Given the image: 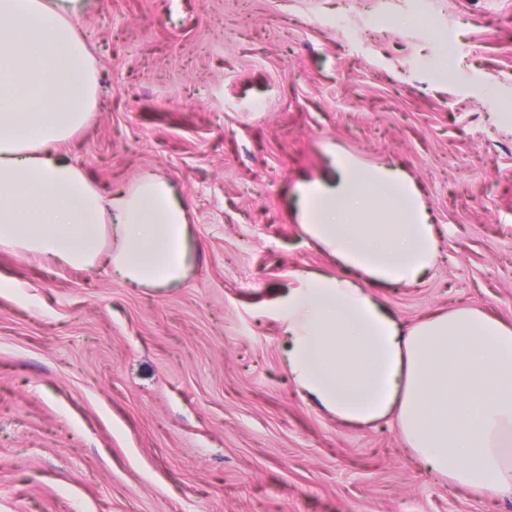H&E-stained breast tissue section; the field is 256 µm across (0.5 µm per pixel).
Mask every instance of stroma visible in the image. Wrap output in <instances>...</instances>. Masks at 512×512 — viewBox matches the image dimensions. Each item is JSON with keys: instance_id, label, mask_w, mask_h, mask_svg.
<instances>
[{"instance_id": "35a3bbf8", "label": "stroma", "mask_w": 512, "mask_h": 512, "mask_svg": "<svg viewBox=\"0 0 512 512\" xmlns=\"http://www.w3.org/2000/svg\"><path fill=\"white\" fill-rule=\"evenodd\" d=\"M77 25L97 119L63 153L105 195L169 180L194 258L143 288L0 250V512H512L305 400L275 312L338 270L295 194L333 144L437 228L433 269L376 290L400 324L512 322V0H82Z\"/></svg>"}]
</instances>
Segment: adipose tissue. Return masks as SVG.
Here are the masks:
<instances>
[{
	"label": "adipose tissue",
	"instance_id": "1",
	"mask_svg": "<svg viewBox=\"0 0 512 512\" xmlns=\"http://www.w3.org/2000/svg\"><path fill=\"white\" fill-rule=\"evenodd\" d=\"M80 0H0V249L73 268L107 262L146 288L191 265L187 207L148 173L101 194L61 148L95 117L97 73ZM331 182L298 185L306 236L339 274L298 275L278 302L288 372L336 420L392 419L428 472L512 497V323L478 308L401 326L375 284L410 286L432 268L437 231L417 185L339 147Z\"/></svg>",
	"mask_w": 512,
	"mask_h": 512
}]
</instances>
